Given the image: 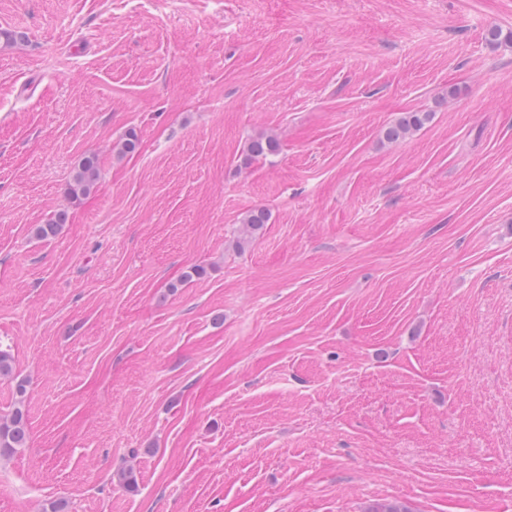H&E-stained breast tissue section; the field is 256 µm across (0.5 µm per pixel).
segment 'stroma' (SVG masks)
I'll return each instance as SVG.
<instances>
[{
    "label": "stroma",
    "mask_w": 512,
    "mask_h": 512,
    "mask_svg": "<svg viewBox=\"0 0 512 512\" xmlns=\"http://www.w3.org/2000/svg\"><path fill=\"white\" fill-rule=\"evenodd\" d=\"M492 27L512 0H0V512H512ZM432 118L428 112H405L384 132L389 143H398L405 140L416 130H419ZM244 164H250L255 160L272 161L280 152L279 142L272 136H259L252 139L245 151ZM100 178L101 170L97 157L87 155L80 161L74 172L69 193L76 197L87 195L96 187ZM25 410L18 406L6 420L0 421V458L8 457L24 448L28 436Z\"/></svg>",
    "instance_id": "obj_1"
}]
</instances>
